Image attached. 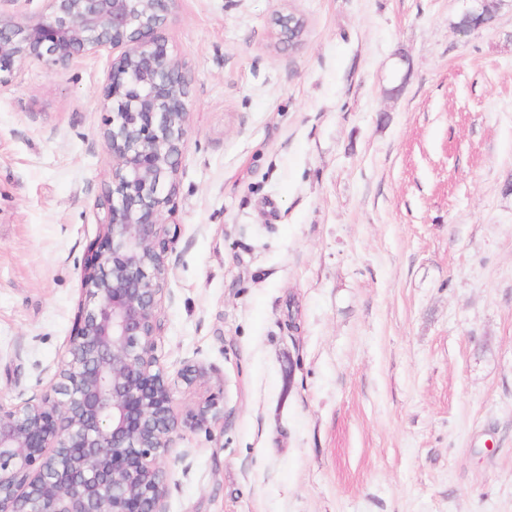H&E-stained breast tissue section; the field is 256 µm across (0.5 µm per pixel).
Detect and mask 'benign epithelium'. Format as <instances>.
Masks as SVG:
<instances>
[{
    "instance_id": "benign-epithelium-1",
    "label": "benign epithelium",
    "mask_w": 512,
    "mask_h": 512,
    "mask_svg": "<svg viewBox=\"0 0 512 512\" xmlns=\"http://www.w3.org/2000/svg\"><path fill=\"white\" fill-rule=\"evenodd\" d=\"M41 2L34 17L0 16V87L32 62L110 54L103 138L112 181L82 266L68 358L38 401L0 404V512H166L174 434L221 419L215 397L179 416L155 354L173 243L163 217L191 106V78L163 33L179 0ZM272 23L280 42L295 41L288 15Z\"/></svg>"
}]
</instances>
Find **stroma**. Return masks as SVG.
<instances>
[{
  "instance_id": "stroma-1",
  "label": "stroma",
  "mask_w": 512,
  "mask_h": 512,
  "mask_svg": "<svg viewBox=\"0 0 512 512\" xmlns=\"http://www.w3.org/2000/svg\"><path fill=\"white\" fill-rule=\"evenodd\" d=\"M180 0L192 79L156 354L167 512H512V5ZM306 22L295 46L271 24ZM110 58L0 87V404L68 356ZM189 365L204 379L185 384Z\"/></svg>"
}]
</instances>
